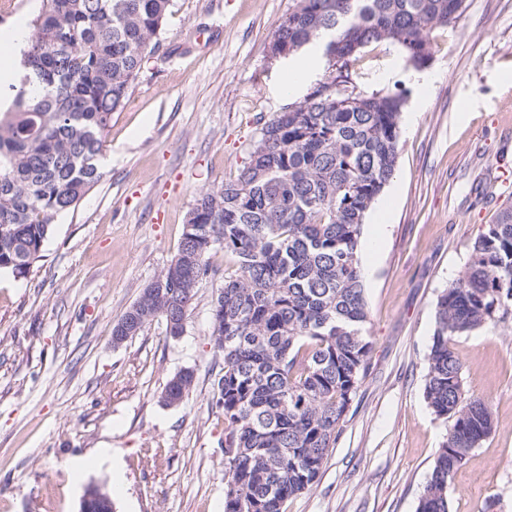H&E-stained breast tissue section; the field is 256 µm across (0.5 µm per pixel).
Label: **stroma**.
<instances>
[{
	"instance_id": "35a3bbf8",
	"label": "stroma",
	"mask_w": 512,
	"mask_h": 512,
	"mask_svg": "<svg viewBox=\"0 0 512 512\" xmlns=\"http://www.w3.org/2000/svg\"><path fill=\"white\" fill-rule=\"evenodd\" d=\"M296 0H173L106 136L104 179L61 216L28 275L0 272V512H80L86 486L115 512H224V415L209 342L213 300L233 275L209 263L182 336L156 320L121 345L112 327L175 257L203 192L235 180L263 124L303 102L268 45ZM432 82L379 43L350 67L355 91L405 90L395 174L362 237L369 370L313 488L285 512H416L448 423L424 397L437 298L470 248L512 208V0H465L430 34ZM465 387L492 411L491 435L448 488L449 512H512V322L455 337ZM194 372L176 406L168 381ZM147 448L160 457L144 458ZM85 459L87 470H70Z\"/></svg>"
}]
</instances>
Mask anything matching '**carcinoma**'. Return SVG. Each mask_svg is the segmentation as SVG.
<instances>
[{"label": "carcinoma", "instance_id": "1", "mask_svg": "<svg viewBox=\"0 0 512 512\" xmlns=\"http://www.w3.org/2000/svg\"><path fill=\"white\" fill-rule=\"evenodd\" d=\"M23 50L29 72L0 112V270L26 274L56 218L105 176L104 144L172 0H41ZM465 0H297L269 44L273 59L321 41L336 73L261 128L237 179L200 196L171 263L115 322L125 340L154 319L180 336L198 283L220 247L237 269L213 303L210 344L223 356L215 405L224 412V512H285L318 481L365 377L370 342L359 257L364 219L393 177L402 94L349 89L348 66L388 42L420 69L430 32ZM512 320V210L474 242L461 277L440 295L425 399L451 422L417 512H448V481L493 430L481 397L466 394L455 336ZM194 373L163 400L189 395ZM85 512H113L95 489Z\"/></svg>", "mask_w": 512, "mask_h": 512}]
</instances>
